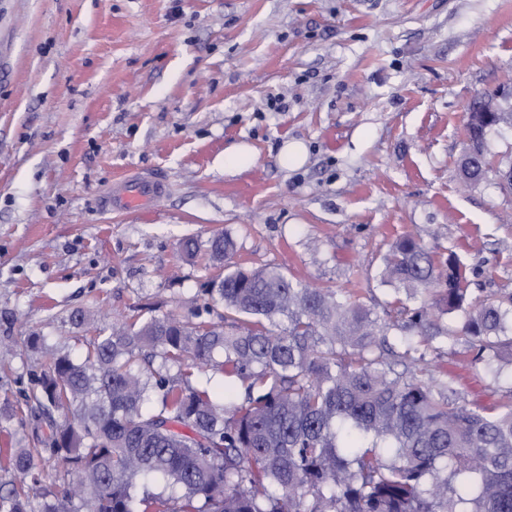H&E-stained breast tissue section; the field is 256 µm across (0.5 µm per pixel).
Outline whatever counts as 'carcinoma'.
I'll list each match as a JSON object with an SVG mask.
<instances>
[{
  "instance_id": "carcinoma-1",
  "label": "carcinoma",
  "mask_w": 512,
  "mask_h": 512,
  "mask_svg": "<svg viewBox=\"0 0 512 512\" xmlns=\"http://www.w3.org/2000/svg\"><path fill=\"white\" fill-rule=\"evenodd\" d=\"M490 101L468 106L470 182L486 171L469 155L488 158V133L512 125V106L481 111ZM233 250L209 240L217 262ZM379 278L382 317L278 268H237L203 289L194 316L214 321L115 322L83 361L50 357L31 400L41 460L64 477L50 500L0 493V512H512V389L475 407L431 369L459 344L495 377L512 365V291L471 298L456 259L412 238ZM208 367L220 401L197 382ZM8 466L41 481L28 448Z\"/></svg>"
}]
</instances>
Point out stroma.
<instances>
[{
  "label": "stroma",
  "instance_id": "1",
  "mask_svg": "<svg viewBox=\"0 0 512 512\" xmlns=\"http://www.w3.org/2000/svg\"><path fill=\"white\" fill-rule=\"evenodd\" d=\"M507 86L512 0H0V488L25 485L3 465L38 445L48 350L80 361L113 319H190L224 272L214 235L231 265L378 312L404 237L455 255L472 297L512 291V192L461 171L469 102ZM240 143L255 164L225 169ZM128 171L168 191L109 212ZM434 365L474 405L512 388L460 346Z\"/></svg>",
  "mask_w": 512,
  "mask_h": 512
}]
</instances>
